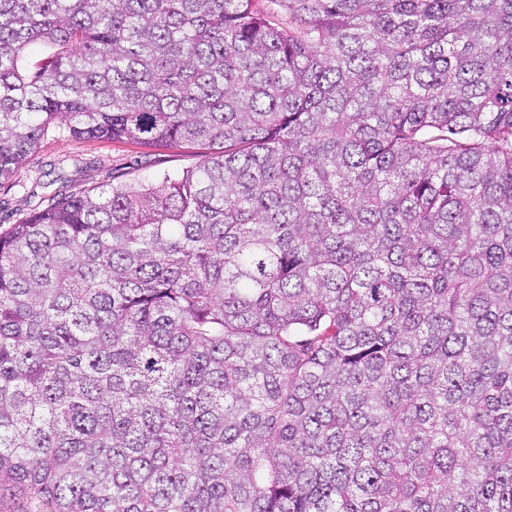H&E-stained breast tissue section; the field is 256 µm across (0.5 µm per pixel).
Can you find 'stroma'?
Instances as JSON below:
<instances>
[{
    "mask_svg": "<svg viewBox=\"0 0 512 512\" xmlns=\"http://www.w3.org/2000/svg\"><path fill=\"white\" fill-rule=\"evenodd\" d=\"M194 146L149 147L127 141L77 139L53 130L12 180L0 184V232L62 197L98 186L136 183L194 167Z\"/></svg>",
    "mask_w": 512,
    "mask_h": 512,
    "instance_id": "1",
    "label": "stroma"
}]
</instances>
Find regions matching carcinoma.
I'll return each mask as SVG.
<instances>
[{"instance_id":"cac0c4a2","label":"carcinoma","mask_w":512,"mask_h":512,"mask_svg":"<svg viewBox=\"0 0 512 512\" xmlns=\"http://www.w3.org/2000/svg\"><path fill=\"white\" fill-rule=\"evenodd\" d=\"M273 2L0 0L1 182L203 149L0 234L17 512H512V0ZM194 146L149 147L77 139L61 125L45 137L18 175L0 186V232L62 197L98 186L136 183L194 167Z\"/></svg>"}]
</instances>
